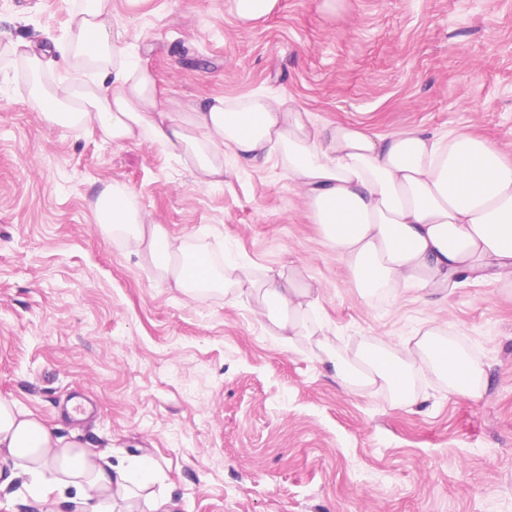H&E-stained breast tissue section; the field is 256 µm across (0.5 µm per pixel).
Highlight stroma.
Instances as JSON below:
<instances>
[{
  "label": "stroma",
  "instance_id": "obj_1",
  "mask_svg": "<svg viewBox=\"0 0 512 512\" xmlns=\"http://www.w3.org/2000/svg\"><path fill=\"white\" fill-rule=\"evenodd\" d=\"M225 0H110L164 106L263 93L385 135H479L512 155V0H278L253 26ZM82 0H0V398L109 461L148 455L177 512H512V285L364 298L277 157L200 186L148 141L48 124L9 56L66 43ZM150 221L268 268L303 267L341 346L423 324L486 374L478 399L348 394L269 336L251 304L190 299L96 224L103 185Z\"/></svg>",
  "mask_w": 512,
  "mask_h": 512
}]
</instances>
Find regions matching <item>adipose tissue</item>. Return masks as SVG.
Masks as SVG:
<instances>
[{
  "instance_id": "obj_1",
  "label": "adipose tissue",
  "mask_w": 512,
  "mask_h": 512,
  "mask_svg": "<svg viewBox=\"0 0 512 512\" xmlns=\"http://www.w3.org/2000/svg\"><path fill=\"white\" fill-rule=\"evenodd\" d=\"M71 24L72 40L60 52L89 58L93 76L80 72L49 88L40 79L42 55L26 42L18 52L33 79L32 103L46 121L93 125L115 143L149 140L183 156L201 186L223 184L226 159L250 165L277 154L367 299L389 302L406 287L440 289L451 275L489 266L512 280V160L486 140L319 124L306 109L264 94L167 110L154 73L120 47L109 0H84ZM94 213L166 287L190 298L254 301L270 335L292 352L302 341L316 348L323 371L349 393L383 392L391 403L414 405L419 382L431 378L463 397L482 392L479 366L432 327L401 344L365 336L353 351L341 350L317 315L318 291L303 269L215 264L207 250L147 222L123 184H108ZM17 480L37 512H115L121 503L135 512L153 465L145 456L111 463L0 399V491Z\"/></svg>"
}]
</instances>
